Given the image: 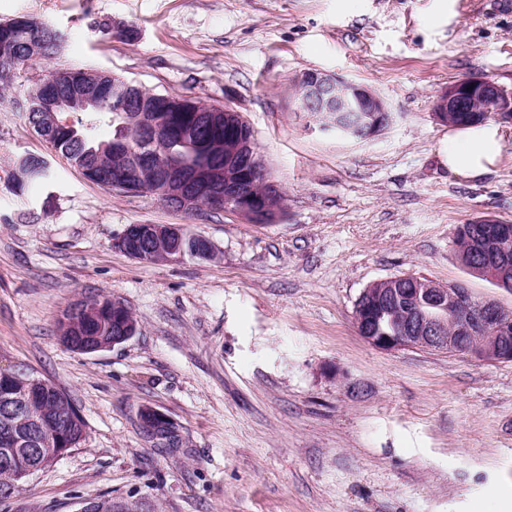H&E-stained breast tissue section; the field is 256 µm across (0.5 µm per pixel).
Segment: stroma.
Segmentation results:
<instances>
[{"instance_id": "35a3bbf8", "label": "stroma", "mask_w": 512, "mask_h": 512, "mask_svg": "<svg viewBox=\"0 0 512 512\" xmlns=\"http://www.w3.org/2000/svg\"><path fill=\"white\" fill-rule=\"evenodd\" d=\"M498 0H0V23L47 21L65 42L30 61L0 101V366L63 391L86 424L70 453L0 512H77L109 498L138 512H512V362L377 350L354 327L370 283L398 275L512 293L459 264V225L512 222V122L488 173L448 170L455 127L433 100L486 78L512 94V9ZM138 32L118 37L121 28ZM88 69L155 92L230 104L285 195L276 223L193 216L108 191L50 154L18 104L51 70ZM336 73L397 119L353 142L294 111V79ZM51 179L12 190L26 154ZM130 224H180L213 260L143 263L113 245ZM109 296L138 332L95 354L57 324ZM150 406L179 447L147 438Z\"/></svg>"}]
</instances>
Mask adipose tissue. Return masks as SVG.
<instances>
[{
	"label": "adipose tissue",
	"instance_id": "1",
	"mask_svg": "<svg viewBox=\"0 0 512 512\" xmlns=\"http://www.w3.org/2000/svg\"><path fill=\"white\" fill-rule=\"evenodd\" d=\"M459 139V147L443 151L441 157L445 166L461 176L474 178L485 174L500 155V140L492 126L467 127Z\"/></svg>",
	"mask_w": 512,
	"mask_h": 512
}]
</instances>
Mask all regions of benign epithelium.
<instances>
[{"instance_id": "obj_1", "label": "benign epithelium", "mask_w": 512, "mask_h": 512, "mask_svg": "<svg viewBox=\"0 0 512 512\" xmlns=\"http://www.w3.org/2000/svg\"><path fill=\"white\" fill-rule=\"evenodd\" d=\"M104 76L94 72H82L65 94H44L41 107L44 114L34 126L37 136L50 143V130L54 126L55 113L90 111L98 107L99 88ZM298 97L294 111L304 112L325 133H334L354 141H364L380 134L395 121V115L386 101L371 88L337 74L307 71L295 80ZM488 98L496 103L495 116L512 120V95L494 82L472 78L448 86L433 101V115L442 123H450L457 112L472 111L475 98ZM132 114L127 118L129 131L153 130L151 144L160 142L161 128L155 114L144 109L134 98H129ZM206 112L216 114L210 125L216 132H224V170L220 177L224 181V193L213 192L217 181L214 172L199 169L191 181L179 180L171 168L157 171L152 195L165 205L184 213H194L201 204L209 208L231 211L253 223H269L277 220L283 212L284 200L281 191L269 178L265 164L258 154L249 133L250 126L241 112L229 104L208 105ZM261 177L267 190L262 195L251 191V184ZM138 172L126 170L112 176V189L129 193H143ZM140 233L149 240L165 243L166 259L178 260L188 254L202 259H214L218 252L207 239L185 233L180 224H144ZM512 237V225L495 222L473 233L474 254L486 265L491 280L506 290L512 287L507 278L508 266L493 249L496 239ZM114 246L133 259L147 263L150 254L136 248L129 241V229L114 240ZM406 295L414 300L423 299L432 309L431 316L423 319L421 313L412 312L400 330L378 332L373 327L374 309L365 308L357 321L359 334L372 347L397 352L415 349L422 345L433 352H464L483 362H512V315L489 300L479 301L461 284L449 286L436 283L432 288H422L419 281ZM453 326L457 335H448V326ZM491 330L479 347L470 345V334L477 330ZM65 433L36 424L10 446H26L33 449L49 442L60 445Z\"/></svg>"}]
</instances>
